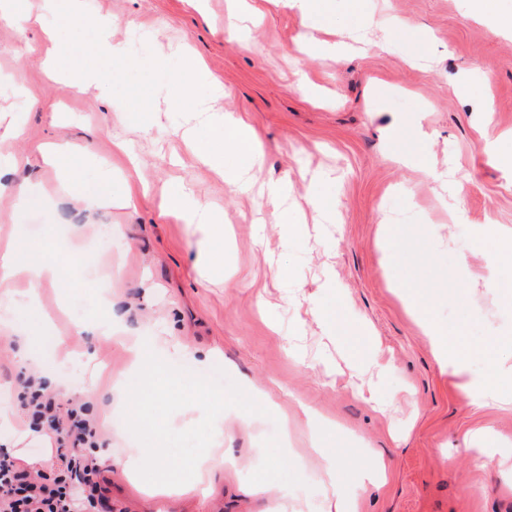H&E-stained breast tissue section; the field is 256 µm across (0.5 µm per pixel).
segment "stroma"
Instances as JSON below:
<instances>
[{
    "label": "stroma",
    "instance_id": "1",
    "mask_svg": "<svg viewBox=\"0 0 512 512\" xmlns=\"http://www.w3.org/2000/svg\"><path fill=\"white\" fill-rule=\"evenodd\" d=\"M246 4L256 19L243 33L251 51L226 33L235 0H202L196 8L186 0H81L88 19L112 18L114 40L136 58L202 61L206 84L224 90L206 103L233 110L254 130L265 154L260 179H288L290 202L310 223L311 177L324 175L337 200L336 221L324 238L296 247L282 244L271 206H258L197 159L181 136L184 116L168 111L164 96L154 98L149 125L137 130L119 100L94 90L75 97L45 76L42 58L56 46L78 45L83 32L59 29L50 11L43 22L57 31L52 42L40 29L0 20V123L17 128L0 154L23 155L16 176L35 190L20 215L0 196V239L39 247L63 270L59 284L40 288L35 309L18 306L11 327L0 326V385L24 377L14 354L25 349L45 380L95 387L86 405L105 447L130 452L138 442L125 424V401L112 392L113 377L128 367L126 353L112 336L82 330L109 315L160 348L185 345L170 364L196 374L220 366L245 391L270 396L271 417L255 416L243 427L231 408L216 421L224 467L196 492L159 499L100 460L112 512H325L328 454L361 512H512V468L485 467L464 444L467 432L487 428L486 447L512 450V411L470 405L391 286L397 280L417 294L461 341L512 338V306L474 274L476 226L512 229V173L485 148L494 139L512 143V33L472 12L470 0H368L378 20L395 25V37L375 33L360 54L336 61L301 51V20L277 0ZM464 75L472 83L466 96L457 91ZM308 85L323 102L309 101ZM487 101L492 110L485 113ZM399 116L428 134L412 142L410 167L390 154L387 132ZM60 139L89 144L92 152L65 158L76 181L68 194L58 192L57 173L40 155L44 143ZM106 164L133 204L85 210L82 194L96 187ZM448 167L464 185L456 197L438 194L431 180ZM164 187L222 212L224 280L200 284L194 238L164 211ZM383 211L399 228L391 260L380 242ZM73 224L82 225L81 236L71 235ZM330 274L347 298L349 322L367 321L394 363L387 411L354 395L367 374L333 382L323 373L324 365L344 364L335 338L308 312L322 303ZM45 334L56 343L43 351L38 338ZM292 345L303 363L289 360ZM205 351L209 362H197ZM304 404L324 421V453L312 447ZM54 454L49 443L0 431V457L17 459L31 474L51 475ZM375 455L389 461L388 477L366 487L359 473Z\"/></svg>",
    "mask_w": 512,
    "mask_h": 512
}]
</instances>
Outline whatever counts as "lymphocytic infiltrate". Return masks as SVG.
I'll use <instances>...</instances> for the list:
<instances>
[{"label": "lymphocytic infiltrate", "mask_w": 512, "mask_h": 512, "mask_svg": "<svg viewBox=\"0 0 512 512\" xmlns=\"http://www.w3.org/2000/svg\"><path fill=\"white\" fill-rule=\"evenodd\" d=\"M24 385L31 418L48 426L58 443L54 473L34 479L15 462L0 460V512H100L98 466L90 454L98 446L96 427L83 418L81 405L45 395L35 376Z\"/></svg>", "instance_id": "1"}]
</instances>
